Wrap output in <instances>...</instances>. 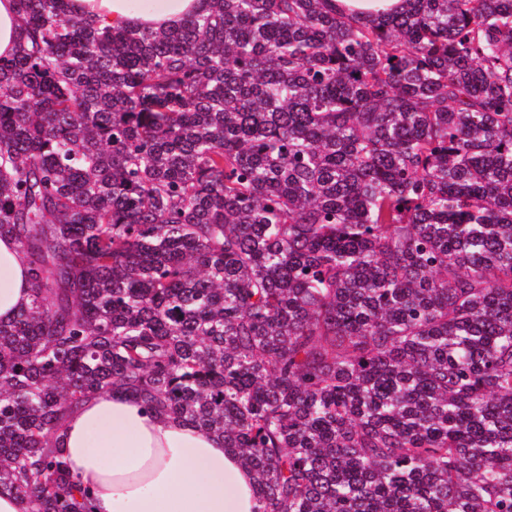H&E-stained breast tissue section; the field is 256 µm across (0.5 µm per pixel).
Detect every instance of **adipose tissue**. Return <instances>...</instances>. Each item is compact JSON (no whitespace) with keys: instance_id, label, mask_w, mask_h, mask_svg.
I'll return each mask as SVG.
<instances>
[{"instance_id":"obj_1","label":"adipose tissue","mask_w":512,"mask_h":512,"mask_svg":"<svg viewBox=\"0 0 512 512\" xmlns=\"http://www.w3.org/2000/svg\"><path fill=\"white\" fill-rule=\"evenodd\" d=\"M103 27L170 28L207 12L209 0H68ZM29 301L17 243L0 239V319ZM57 446L91 512H257L253 477L221 438L162 416L128 393L94 394L69 411Z\"/></svg>"}]
</instances>
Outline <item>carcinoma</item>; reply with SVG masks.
<instances>
[{"label":"carcinoma","mask_w":512,"mask_h":512,"mask_svg":"<svg viewBox=\"0 0 512 512\" xmlns=\"http://www.w3.org/2000/svg\"><path fill=\"white\" fill-rule=\"evenodd\" d=\"M15 0L0 57V485L121 390L224 439L258 512H512V0ZM21 32L15 2L0 0V56L12 55ZM209 7V0H68L71 11L88 15L100 27L170 28ZM403 0H333L338 10L356 13L361 17H370L383 13L401 11ZM29 302L27 265L17 243L0 239V319H11Z\"/></svg>","instance_id":"cac0c4a2"}]
</instances>
